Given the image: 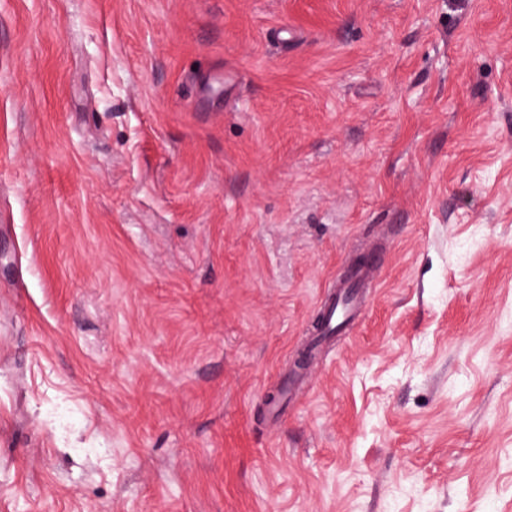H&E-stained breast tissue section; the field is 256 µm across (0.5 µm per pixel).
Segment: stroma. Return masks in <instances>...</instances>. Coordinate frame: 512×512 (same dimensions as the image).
<instances>
[{
	"label": "stroma",
	"mask_w": 512,
	"mask_h": 512,
	"mask_svg": "<svg viewBox=\"0 0 512 512\" xmlns=\"http://www.w3.org/2000/svg\"><path fill=\"white\" fill-rule=\"evenodd\" d=\"M0 512H512V0H0ZM326 299L321 301V303L323 302L321 309L323 322L320 329L315 333L317 343L334 336L345 322L360 313L356 292L353 287L344 289L337 296L334 295L329 300Z\"/></svg>",
	"instance_id": "1"
}]
</instances>
